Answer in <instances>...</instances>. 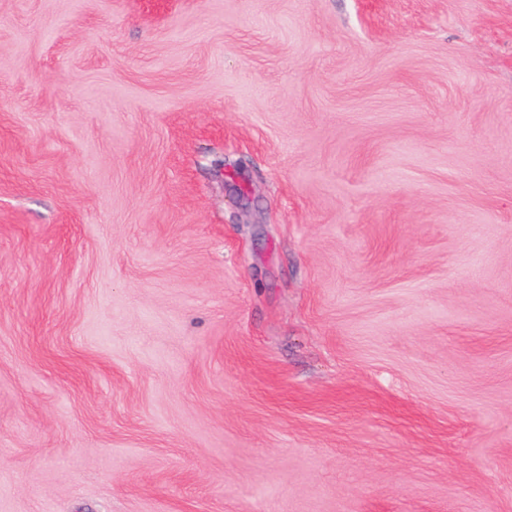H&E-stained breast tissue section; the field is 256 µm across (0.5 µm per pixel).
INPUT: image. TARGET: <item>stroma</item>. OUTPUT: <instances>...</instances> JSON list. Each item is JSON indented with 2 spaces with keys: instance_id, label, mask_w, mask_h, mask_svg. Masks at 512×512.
<instances>
[{
  "instance_id": "stroma-1",
  "label": "stroma",
  "mask_w": 512,
  "mask_h": 512,
  "mask_svg": "<svg viewBox=\"0 0 512 512\" xmlns=\"http://www.w3.org/2000/svg\"><path fill=\"white\" fill-rule=\"evenodd\" d=\"M0 512H512V0H0Z\"/></svg>"
}]
</instances>
